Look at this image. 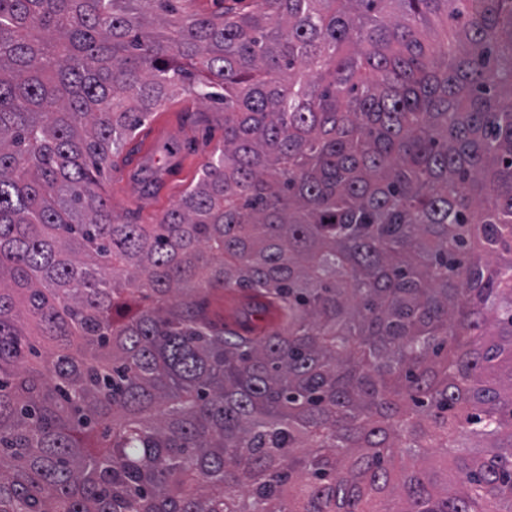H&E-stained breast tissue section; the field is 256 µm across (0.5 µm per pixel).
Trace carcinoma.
Here are the masks:
<instances>
[{"mask_svg": "<svg viewBox=\"0 0 512 512\" xmlns=\"http://www.w3.org/2000/svg\"><path fill=\"white\" fill-rule=\"evenodd\" d=\"M187 2L0 0V512H512V0ZM212 112L214 110L190 100L167 103L128 140L123 154L135 149L133 164L106 172L102 177L105 193L121 220L139 211V224H156L167 210L179 202L185 189L198 181L204 165L224 143V129L212 120ZM186 139H195V149L181 151L172 158L171 164L175 169L165 177L169 178L168 185L164 188L163 184L153 198H142L140 184L132 175L138 159L152 153L159 157L164 145L182 143Z\"/></svg>", "mask_w": 512, "mask_h": 512, "instance_id": "carcinoma-1", "label": "carcinoma"}]
</instances>
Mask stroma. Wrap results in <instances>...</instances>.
I'll return each mask as SVG.
<instances>
[{
    "label": "stroma",
    "instance_id": "stroma-1",
    "mask_svg": "<svg viewBox=\"0 0 512 512\" xmlns=\"http://www.w3.org/2000/svg\"><path fill=\"white\" fill-rule=\"evenodd\" d=\"M188 139L195 140L194 150L180 152L173 158L174 171L169 176L167 186L160 188L151 199L142 198L132 167L103 175V188L119 218H126L135 212L139 215L140 223H156L179 202L185 189L198 181L204 165L223 145L224 131L213 120L211 113L205 112L203 105L180 101L158 109L128 140L127 149L135 150L142 157L152 153L161 154L164 145Z\"/></svg>",
    "mask_w": 512,
    "mask_h": 512
}]
</instances>
